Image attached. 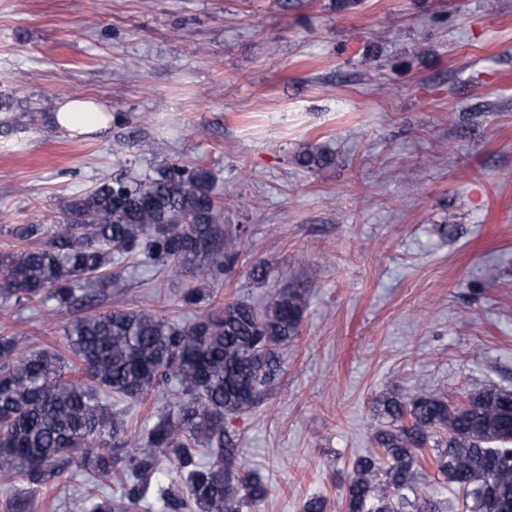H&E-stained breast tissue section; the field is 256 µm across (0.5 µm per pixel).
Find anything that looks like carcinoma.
I'll return each mask as SVG.
<instances>
[{
    "label": "carcinoma",
    "instance_id": "1",
    "mask_svg": "<svg viewBox=\"0 0 512 512\" xmlns=\"http://www.w3.org/2000/svg\"><path fill=\"white\" fill-rule=\"evenodd\" d=\"M334 161L324 148L295 156L309 170ZM31 219L12 228L19 244L0 251L3 302L70 308L97 288L126 287L111 267L130 258L199 276L180 295L193 313L184 324L113 308L72 320L61 345L32 351L0 330V476L38 488L78 469L123 489L89 498L86 512H125L135 500L146 512H243L262 501L268 487L224 460V418L259 404L307 304L289 288L262 308L234 298L210 309L211 284L238 262L243 236L223 223L211 171L167 166L140 181L104 174L62 215ZM42 235L40 246L23 245ZM160 387L174 396L170 408L130 430L128 406ZM378 406L387 425L374 434L378 451L352 461L339 487L343 512H442L419 493L429 447L463 512H512L511 389L488 385L455 404L420 387Z\"/></svg>",
    "mask_w": 512,
    "mask_h": 512
}]
</instances>
